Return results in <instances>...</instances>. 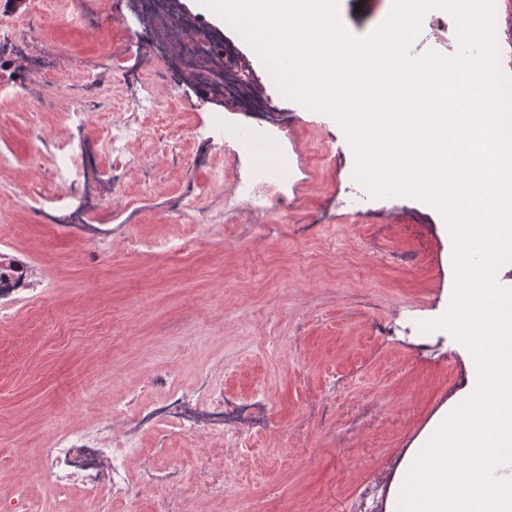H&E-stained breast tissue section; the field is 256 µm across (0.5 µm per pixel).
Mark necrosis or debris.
Segmentation results:
<instances>
[{
    "label": "necrosis or debris",
    "mask_w": 512,
    "mask_h": 512,
    "mask_svg": "<svg viewBox=\"0 0 512 512\" xmlns=\"http://www.w3.org/2000/svg\"><path fill=\"white\" fill-rule=\"evenodd\" d=\"M126 5L143 29L140 45L144 62L159 65L161 72L170 75L172 85L193 87L200 101L220 100L225 109L251 117L246 133L254 143L277 138L288 114L274 106L262 86L251 80L247 61L235 49L198 20L177 12L174 0H126ZM45 12L43 0H27L25 14L0 21V55L25 57L26 18ZM168 110L167 104L150 96L140 100L138 112L100 113L94 147L78 149L69 141L57 145L52 178L73 179L77 195L86 203L76 212V223H87L93 207L100 204L94 180L101 158L107 156L115 165L125 166L129 147L140 138L145 124L158 129L155 151L176 150V143L162 128V116ZM285 175V169L279 167H254L237 178L236 191L249 199L252 211L273 213L288 206L286 194L277 188L278 179ZM156 385L164 392L162 399L144 402L135 396L125 398L113 403L102 428L56 435L41 478L45 483L71 485L78 491L79 505L64 512H90V503L103 500L125 503L126 512H140L145 492L157 476L149 470L143 481L137 482L122 473L120 466L136 449L140 434L148 430L160 444L176 432L223 439L224 464L203 472L201 483L213 496L232 491L236 483L234 461L268 423L270 401L265 390H255L247 398L232 397L225 394L221 379L216 377L185 389L169 370L160 371Z\"/></svg>",
    "instance_id": "necrosis-or-debris-1"
}]
</instances>
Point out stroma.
<instances>
[{
	"label": "stroma",
	"mask_w": 512,
	"mask_h": 512,
	"mask_svg": "<svg viewBox=\"0 0 512 512\" xmlns=\"http://www.w3.org/2000/svg\"><path fill=\"white\" fill-rule=\"evenodd\" d=\"M394 0H337L345 28L366 37ZM134 18L109 15L97 29L58 15L29 22L34 50L83 61L94 76L36 83L24 99H0V254L32 272L39 297L18 296L0 323V499L26 492L43 512L59 496L39 479L61 428H97L114 401L148 385L171 357L180 385L221 374L227 391L265 389L273 427L236 462L233 493L204 497L198 471L224 460L218 440L142 438L130 463L177 477L204 512H352L365 485L400 463L430 419L462 389L468 360L442 317L455 286L454 245L431 205L376 197L354 177L355 154L330 115L266 90L292 116L274 147L287 156L293 208L247 225L224 221V198L258 153L234 142L225 123L248 125L223 106L191 109L190 87L172 104L170 136L180 149H134L136 161L107 167L104 189L123 192L102 209L101 239L57 222L28 197L54 164L51 143L93 142L96 117L73 126L71 99L130 111L103 59L109 49L140 65ZM224 179L210 182V163ZM138 239L189 240L165 253L134 252Z\"/></svg>",
	"instance_id": "35a3bbf8"
}]
</instances>
